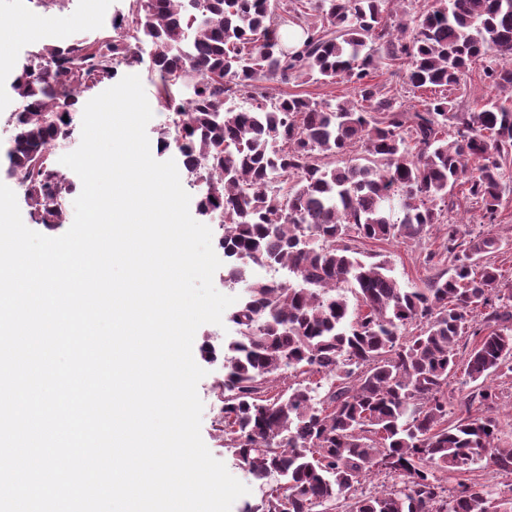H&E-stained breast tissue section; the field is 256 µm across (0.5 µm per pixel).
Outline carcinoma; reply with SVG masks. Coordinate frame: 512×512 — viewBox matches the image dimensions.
Returning <instances> with one entry per match:
<instances>
[{"instance_id": "cac0c4a2", "label": "carcinoma", "mask_w": 512, "mask_h": 512, "mask_svg": "<svg viewBox=\"0 0 512 512\" xmlns=\"http://www.w3.org/2000/svg\"><path fill=\"white\" fill-rule=\"evenodd\" d=\"M405 2L128 0L95 36L42 47L11 83L8 170L53 227L66 212L52 147L83 93L150 49L157 103L207 186L198 210L224 230L225 280L245 286L221 390L224 447L262 490L244 512H512V483L454 479L485 454L512 476L493 386L512 380V276L494 261L502 238L457 220L494 224L512 193V0ZM475 59L493 92L482 103L463 85ZM398 62L409 90L440 93L411 104L372 82ZM303 78L349 83L355 99L271 92ZM438 232L411 288L358 247ZM255 265L295 281H253ZM290 371L297 381L274 391ZM378 476L391 485L363 491Z\"/></svg>"}]
</instances>
